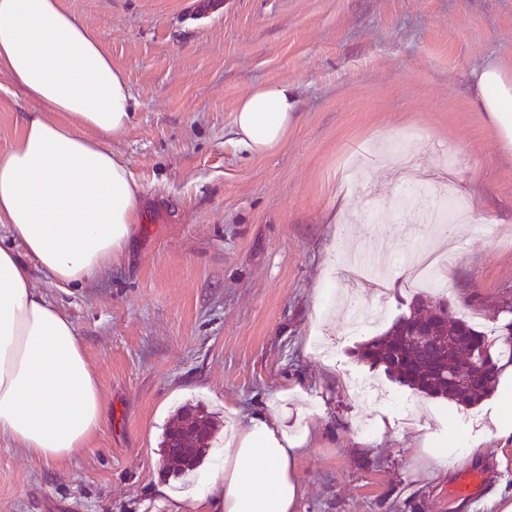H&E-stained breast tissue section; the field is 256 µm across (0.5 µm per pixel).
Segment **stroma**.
Segmentation results:
<instances>
[{"label":"stroma","mask_w":512,"mask_h":512,"mask_svg":"<svg viewBox=\"0 0 512 512\" xmlns=\"http://www.w3.org/2000/svg\"><path fill=\"white\" fill-rule=\"evenodd\" d=\"M97 34L138 105L105 142L144 190L122 257L100 280L36 286L74 322L107 418L87 448L46 464L0 439V512H174L224 459L230 407L285 394L298 460V512H497L512 495V437H495L490 395L474 406L429 398L358 361L357 345L406 313L390 269L351 290L343 252L449 254L454 315L492 328L512 295V145L475 105L474 74L512 71V0H60ZM285 83L298 110L282 143H235L238 102ZM35 104L0 73V153ZM416 136L417 165L453 171L469 211L455 242L418 233L387 146ZM386 295L376 326L348 330L349 301ZM374 382L371 405L352 379ZM187 405L214 426L201 463L164 471L160 444ZM469 440L486 474L476 502L450 495L432 457Z\"/></svg>","instance_id":"obj_1"}]
</instances>
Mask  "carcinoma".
<instances>
[{
  "label": "carcinoma",
  "mask_w": 512,
  "mask_h": 512,
  "mask_svg": "<svg viewBox=\"0 0 512 512\" xmlns=\"http://www.w3.org/2000/svg\"><path fill=\"white\" fill-rule=\"evenodd\" d=\"M416 320L432 324L433 346L420 348L410 341L409 325ZM509 328L511 321L498 327L497 340L502 347L497 349V340H488L477 325L452 315L446 299L418 294L409 304V314L362 343L357 356L383 368L391 380L418 393L474 406L493 392L503 363H512V338L505 337ZM474 352L489 364V374L468 377L463 382L449 380L450 371L467 372ZM211 428V419L198 407H183L161 442L164 468L177 475L196 469L201 462V445Z\"/></svg>",
  "instance_id": "cac0c4a2"
}]
</instances>
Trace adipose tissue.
Returning <instances> with one entry per match:
<instances>
[{"instance_id": "adipose-tissue-1", "label": "adipose tissue", "mask_w": 512, "mask_h": 512, "mask_svg": "<svg viewBox=\"0 0 512 512\" xmlns=\"http://www.w3.org/2000/svg\"><path fill=\"white\" fill-rule=\"evenodd\" d=\"M38 111L0 155V438L44 462L67 460L102 428L105 405L73 321L34 285L61 288L104 276L137 222L142 187L106 139L129 124L135 98L97 36L60 0H0V73ZM476 106L512 141V75L476 76ZM298 109L287 85L257 86L237 105L236 142L262 155ZM61 120H54V113ZM308 432L288 433L279 410L257 411L224 439V464L189 512H297V461Z\"/></svg>"}]
</instances>
